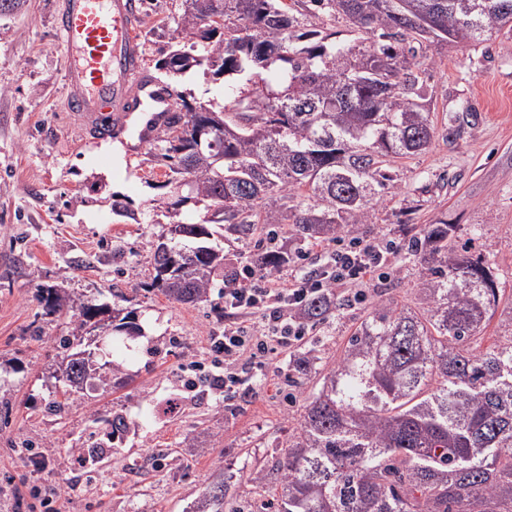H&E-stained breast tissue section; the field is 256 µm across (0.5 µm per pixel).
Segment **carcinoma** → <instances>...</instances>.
<instances>
[{
	"mask_svg": "<svg viewBox=\"0 0 512 512\" xmlns=\"http://www.w3.org/2000/svg\"><path fill=\"white\" fill-rule=\"evenodd\" d=\"M183 2L190 46L162 69L204 67L246 82L219 112L177 95L162 139L172 202L207 203L201 221L175 224L170 243L150 254L146 287L183 303L207 301L217 279L236 282V266L207 245L211 224L240 241L265 236L249 258L273 273L288 264L294 241H331L347 224L368 223L391 179L390 159L416 155L437 136L422 105L416 45L512 30V0H470L468 15L455 0H307L306 10L335 12L362 35L346 46L334 32L300 30L301 12L283 0ZM473 117H448L443 138L455 140ZM209 123L215 130L197 138ZM454 230L443 219L409 239L424 265L428 308L370 305L306 402L293 440L253 477L274 512H512V336L473 346L501 289L481 259L460 253ZM183 251L196 260L167 274ZM35 298L44 316L77 312L74 336L101 309L49 285H36ZM333 310L312 303L311 322ZM63 362L69 386L91 379L86 360L69 354ZM225 492L220 475L194 512H224Z\"/></svg>",
	"mask_w": 512,
	"mask_h": 512,
	"instance_id": "carcinoma-1",
	"label": "carcinoma"
}]
</instances>
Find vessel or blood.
I'll list each match as a JSON object with an SVG mask.
<instances>
[{"instance_id":"obj_1","label":"vessel or blood","mask_w":512,"mask_h":512,"mask_svg":"<svg viewBox=\"0 0 512 512\" xmlns=\"http://www.w3.org/2000/svg\"><path fill=\"white\" fill-rule=\"evenodd\" d=\"M137 15V0H62L56 31L79 123L102 137L131 132L144 146L165 128L176 101L142 65L132 30Z\"/></svg>"}]
</instances>
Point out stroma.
Segmentation results:
<instances>
[{
  "instance_id": "1",
  "label": "stroma",
  "mask_w": 512,
  "mask_h": 512,
  "mask_svg": "<svg viewBox=\"0 0 512 512\" xmlns=\"http://www.w3.org/2000/svg\"><path fill=\"white\" fill-rule=\"evenodd\" d=\"M57 2L26 0L21 10L0 14V512H30L32 491L52 487L56 512H190L218 474L227 500L262 512L254 473L272 466L274 447L287 446L305 397L335 366L368 303L424 309V269L402 252L387 279L337 289L331 317L282 353L249 395L228 403L207 386L187 390L186 365H209L211 339L224 333L213 313L224 304L223 285L215 283L208 302L197 305L146 289L150 244L172 220L167 170L156 144L129 150L125 136L90 134L68 111ZM139 2L133 30L155 76L184 46L181 0ZM419 59L436 123L463 111L478 119L454 141L438 138L423 153L395 160L370 222L343 233L402 244L420 225L448 219L455 240L472 244L504 288L481 333L485 347L512 336V32L479 45L428 40ZM167 81L217 110L241 88L197 68ZM116 199L135 219L113 215ZM40 283L133 312L138 335L94 348L96 359L121 364L119 384L68 392L58 378L57 340L70 335L75 317L40 318ZM359 290L365 302L354 301ZM37 319L39 337L32 334ZM301 358L311 370L289 386L288 371ZM169 397L180 398V408L152 421L154 406ZM108 414L122 424L115 454L94 465L77 460Z\"/></svg>"
}]
</instances>
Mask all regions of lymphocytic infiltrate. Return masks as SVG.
Wrapping results in <instances>:
<instances>
[{
    "instance_id": "obj_1",
    "label": "lymphocytic infiltrate",
    "mask_w": 512,
    "mask_h": 512,
    "mask_svg": "<svg viewBox=\"0 0 512 512\" xmlns=\"http://www.w3.org/2000/svg\"><path fill=\"white\" fill-rule=\"evenodd\" d=\"M395 251V246L380 249L356 238L338 241L320 270L286 288L276 276L244 265L239 287L224 291V311L232 320L223 335L212 339L211 350L224 365L208 375L209 386L223 390L228 402L254 390L278 350L303 340L308 327L303 311L312 298L327 295L334 285L364 280Z\"/></svg>"
}]
</instances>
